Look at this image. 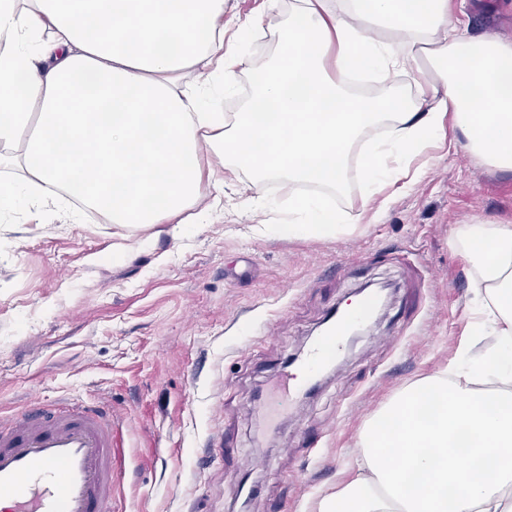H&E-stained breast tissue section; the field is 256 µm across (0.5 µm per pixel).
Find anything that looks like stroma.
Listing matches in <instances>:
<instances>
[{
  "mask_svg": "<svg viewBox=\"0 0 512 512\" xmlns=\"http://www.w3.org/2000/svg\"><path fill=\"white\" fill-rule=\"evenodd\" d=\"M470 36L512 39V0H451ZM449 130L414 184L328 189L346 222L292 233L276 181L229 177L206 224L120 229L49 210L0 222V415L112 408L114 512H314L355 473L364 422L412 382L462 367L484 302L472 224H512V171ZM392 288L370 329L262 432L257 405L328 313Z\"/></svg>",
  "mask_w": 512,
  "mask_h": 512,
  "instance_id": "obj_1",
  "label": "stroma"
}]
</instances>
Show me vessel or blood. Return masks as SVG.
Returning a JSON list of instances; mask_svg holds the SVG:
<instances>
[{
    "label": "vessel or blood",
    "mask_w": 512,
    "mask_h": 512,
    "mask_svg": "<svg viewBox=\"0 0 512 512\" xmlns=\"http://www.w3.org/2000/svg\"><path fill=\"white\" fill-rule=\"evenodd\" d=\"M371 309L339 313L319 336L302 364L317 372L344 347L348 325ZM299 385L293 371L281 376L269 411L285 410ZM112 409L70 403L26 409L0 421V499L9 512H112Z\"/></svg>",
    "instance_id": "vessel-or-blood-1"
}]
</instances>
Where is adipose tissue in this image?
<instances>
[{"instance_id":"adipose-tissue-1","label":"adipose tissue","mask_w":512,"mask_h":512,"mask_svg":"<svg viewBox=\"0 0 512 512\" xmlns=\"http://www.w3.org/2000/svg\"><path fill=\"white\" fill-rule=\"evenodd\" d=\"M279 0L230 26L224 0H0V216L19 207L119 227L183 213L208 221L202 144L226 171L342 187L350 149L388 128L362 157L368 185L404 177L402 161L443 140L512 171V40L470 37L448 0ZM274 28L278 50L259 63L243 46ZM381 35H373L374 27ZM410 70L416 88L396 85ZM253 94L225 128L207 101L214 79ZM464 251L494 316L470 327L483 341L468 372L424 377L381 406L359 433L358 475L318 512H512V224H474Z\"/></svg>"}]
</instances>
